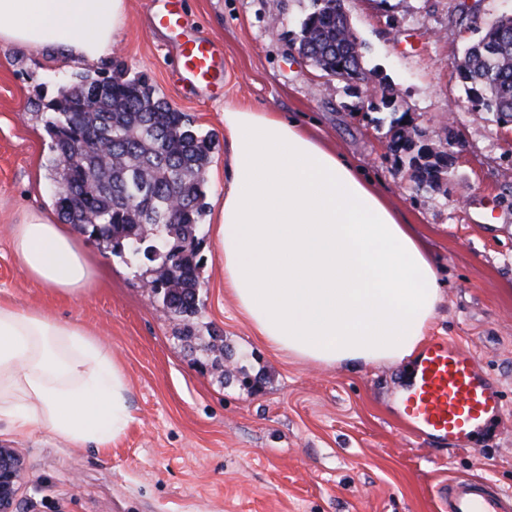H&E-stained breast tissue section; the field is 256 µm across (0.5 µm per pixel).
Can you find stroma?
<instances>
[{"label": "stroma", "mask_w": 512, "mask_h": 512, "mask_svg": "<svg viewBox=\"0 0 512 512\" xmlns=\"http://www.w3.org/2000/svg\"><path fill=\"white\" fill-rule=\"evenodd\" d=\"M145 2L128 0L112 55L87 67L0 45V300L102 339L126 372L133 416L104 446L0 423V445L27 463L18 512H444L439 490L456 477L512 492V129L473 110L454 65L469 40L512 15V0H344L365 68L385 76L399 111L434 146L452 143L456 158L439 190L416 189L389 154L365 86L325 76L299 55L295 41L312 0H184L187 30L224 57L213 94L174 83L176 49ZM117 65L146 76L213 138L197 323L201 335L216 333L229 346V379L179 339V320L144 288L143 266L88 234L79 240L96 278L82 295L49 291L15 260L17 224L33 211L57 213L41 113L62 85L86 72L110 77ZM228 105L295 117L361 166L415 226L443 282L427 337L473 352L501 390L503 414L471 448L431 445L403 427V366L326 367L257 337L215 249Z\"/></svg>", "instance_id": "1"}]
</instances>
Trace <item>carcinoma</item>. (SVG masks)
I'll return each instance as SVG.
<instances>
[{
  "mask_svg": "<svg viewBox=\"0 0 512 512\" xmlns=\"http://www.w3.org/2000/svg\"><path fill=\"white\" fill-rule=\"evenodd\" d=\"M313 11L300 25L298 47L316 68L330 77L355 76L367 81L373 71L361 67L363 44L336 13V0H312ZM469 102L512 118V17L496 20L468 43L455 64ZM90 74L64 87L45 115L44 127L55 142L70 151V162L50 161L53 181L66 192L56 197L60 217L96 238L116 254L150 264L146 274L167 288L157 294L164 308L184 321V338L195 335L200 309L201 260L197 232L206 216L203 182L210 163L211 139L174 109L143 76L120 72L102 82L96 109H79L76 97L86 94ZM381 104L389 110V127L407 124L396 115L394 96L380 87ZM423 145L407 143L410 178L416 188L442 186L447 172L435 176L429 164H418ZM182 209L173 213L172 202ZM157 237L193 246L171 260H152L146 252ZM205 349L212 364L223 363L224 340L210 337Z\"/></svg>",
  "mask_w": 512,
  "mask_h": 512,
  "instance_id": "1",
  "label": "carcinoma"
}]
</instances>
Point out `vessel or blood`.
Returning a JSON list of instances; mask_svg holds the SVG:
<instances>
[{"label":"vessel or blood","mask_w":512,"mask_h":512,"mask_svg":"<svg viewBox=\"0 0 512 512\" xmlns=\"http://www.w3.org/2000/svg\"><path fill=\"white\" fill-rule=\"evenodd\" d=\"M183 0H167L155 20L174 43L178 83L207 88L217 79L219 51L210 41L187 33ZM504 410L498 385L477 357L456 343L432 338L413 363L411 383L399 415L414 435L429 443L467 448L477 431ZM448 512H512V493L483 478L451 480Z\"/></svg>","instance_id":"obj_1"}]
</instances>
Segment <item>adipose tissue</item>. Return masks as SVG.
<instances>
[{
  "label": "adipose tissue",
  "mask_w": 512,
  "mask_h": 512,
  "mask_svg": "<svg viewBox=\"0 0 512 512\" xmlns=\"http://www.w3.org/2000/svg\"><path fill=\"white\" fill-rule=\"evenodd\" d=\"M126 0H0V44L82 64L111 56ZM230 159L217 213L224 282L273 349L318 365H401L441 300L413 225L347 158L279 112L228 107ZM24 273L77 296L96 271L74 233L37 212L13 239ZM125 373L79 325L0 302V423L79 446L132 419Z\"/></svg>",
  "instance_id": "1"
}]
</instances>
